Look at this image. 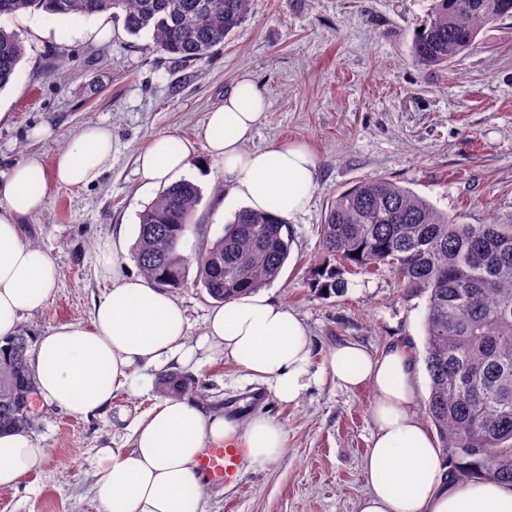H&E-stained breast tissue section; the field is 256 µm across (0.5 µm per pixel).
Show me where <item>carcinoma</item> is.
I'll list each match as a JSON object with an SVG mask.
<instances>
[{
	"label": "carcinoma",
	"mask_w": 512,
	"mask_h": 512,
	"mask_svg": "<svg viewBox=\"0 0 512 512\" xmlns=\"http://www.w3.org/2000/svg\"><path fill=\"white\" fill-rule=\"evenodd\" d=\"M44 9L57 16L112 12L132 36L152 35L178 63L205 59L248 17L251 0H0V17ZM512 18V0H432L411 57L446 67L480 30ZM25 55L18 35L0 27V90ZM202 199L181 180L139 214L135 261L155 285L175 288L197 266V282L219 303L275 281L292 239L284 219L241 209L190 261L179 243ZM324 260L309 272L324 295L348 288L346 275L391 268L408 296L426 297L424 362L428 417L452 478H492L512 487V224H458L413 191L386 179L363 181L331 201L321 225ZM24 331L0 346V430L27 431L37 384Z\"/></svg>",
	"instance_id": "carcinoma-1"
}]
</instances>
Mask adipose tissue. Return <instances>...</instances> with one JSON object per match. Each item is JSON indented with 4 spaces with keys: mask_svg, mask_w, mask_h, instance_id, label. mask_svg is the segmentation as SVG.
<instances>
[{
    "mask_svg": "<svg viewBox=\"0 0 512 512\" xmlns=\"http://www.w3.org/2000/svg\"><path fill=\"white\" fill-rule=\"evenodd\" d=\"M267 119V102L251 76H242L223 104L207 114L205 157L191 141L155 136L138 157L144 186L166 184L192 171L220 173L229 198L253 210L289 219L304 212L317 189V162L303 146L251 147ZM112 166V132L86 125L59 152L52 169L32 158L0 177V339L15 335L24 315L44 308L57 287L53 259L27 240L23 217L38 212L50 186H88ZM127 254L117 238L99 247L98 270L110 286L90 325L62 323L40 336L32 366L39 395L68 413L89 417L145 370L188 365V320L166 288L117 268ZM205 341L222 348L247 375L269 384L274 396L299 404L311 381L313 345L303 320L256 290L213 307ZM329 372L347 390L371 388L373 443L363 462L366 492L358 512H512V488L493 480L449 478L434 436L415 412L419 370L410 347L392 344L374 353L343 342L330 355ZM128 448L101 449L92 494L99 512H204L198 461L208 443L233 440L242 458L264 464L284 452L287 433L265 415L237 422L208 412L197 400L168 398L134 416ZM45 458L32 433L0 434V489L38 472Z\"/></svg>",
    "mask_w": 512,
    "mask_h": 512,
    "instance_id": "ef3b65f1",
    "label": "adipose tissue"
}]
</instances>
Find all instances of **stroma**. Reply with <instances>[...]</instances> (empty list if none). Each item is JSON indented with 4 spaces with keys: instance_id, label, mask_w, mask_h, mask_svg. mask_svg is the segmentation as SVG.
Here are the masks:
<instances>
[{
    "instance_id": "35a3bbf8",
    "label": "stroma",
    "mask_w": 512,
    "mask_h": 512,
    "mask_svg": "<svg viewBox=\"0 0 512 512\" xmlns=\"http://www.w3.org/2000/svg\"><path fill=\"white\" fill-rule=\"evenodd\" d=\"M428 0H252L251 16L205 61L172 62L150 33L129 35L112 21L110 41L90 39L94 17L28 11L1 17L26 54L0 91V176L28 158L52 167L66 141L88 123L112 130V168L97 184L50 188L42 210L24 220L25 235L57 265L53 299L24 317L30 338L66 322L89 324L109 287L96 275L97 248L118 232L138 235L139 215L160 193L142 186L136 159L149 141L173 133L203 146L206 113L250 73L269 102L252 144L299 143L318 166L307 212L291 219L290 257L267 287L294 309L313 341L311 372L322 380L300 403H280L223 353L195 350L193 366H161L120 395L112 409L82 418L38 401L32 429L48 454L39 473L0 489V512H98L91 494L99 449L126 448L131 431L119 410L138 414L159 403L162 383L197 387L208 411L246 419L261 411L286 429L287 448L234 482L204 485L206 512H358L363 459L375 429L370 388L341 389L329 375L337 344L370 350L408 344L422 362L426 299L406 296L389 269L353 275L345 294L309 288L322 261L327 204L358 182L387 178L453 214L461 224H512V19L483 28L475 46L448 67L409 60ZM193 223L221 234L240 208L200 182ZM197 342L214 301L187 276L174 289Z\"/></svg>"
}]
</instances>
